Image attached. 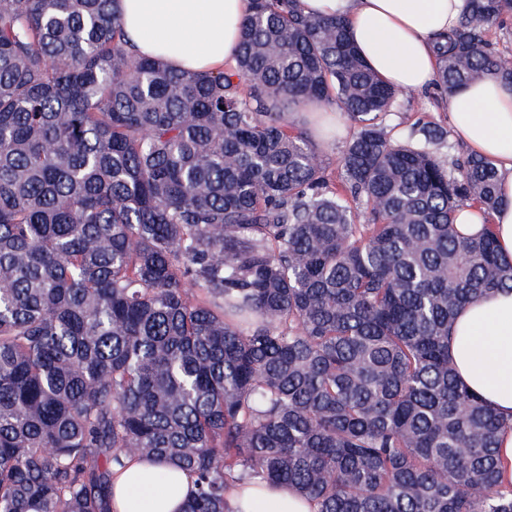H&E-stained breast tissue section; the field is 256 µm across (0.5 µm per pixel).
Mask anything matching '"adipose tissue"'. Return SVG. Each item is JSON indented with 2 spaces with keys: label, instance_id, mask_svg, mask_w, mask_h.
Returning <instances> with one entry per match:
<instances>
[{
  "label": "adipose tissue",
  "instance_id": "1",
  "mask_svg": "<svg viewBox=\"0 0 512 512\" xmlns=\"http://www.w3.org/2000/svg\"><path fill=\"white\" fill-rule=\"evenodd\" d=\"M304 13L347 20L361 56L389 85L431 87L435 35L462 19L465 0H301ZM129 50L164 59L177 70L211 72L233 63L247 0H119ZM451 125L471 153L489 159L500 176L503 205L492 214L463 207L468 235L492 226L500 253L512 259V84L489 75L448 100ZM457 377L507 423L499 435V483L512 486V291L463 306L448 331ZM192 486L176 467L130 457L112 479L113 512H180ZM233 512H314L313 503L284 484H236Z\"/></svg>",
  "mask_w": 512,
  "mask_h": 512
}]
</instances>
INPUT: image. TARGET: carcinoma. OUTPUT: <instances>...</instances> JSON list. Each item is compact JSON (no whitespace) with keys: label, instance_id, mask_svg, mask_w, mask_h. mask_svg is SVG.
<instances>
[{"label":"carcinoma","instance_id":"1","mask_svg":"<svg viewBox=\"0 0 512 512\" xmlns=\"http://www.w3.org/2000/svg\"><path fill=\"white\" fill-rule=\"evenodd\" d=\"M512 0H468L437 46L450 97L512 62ZM345 20L248 0L235 64L127 48L117 0H0V512H112L139 454L286 483L316 512H512L500 417L456 379L458 309L512 290L493 162L393 141ZM353 124L332 176L288 116ZM364 204L365 222L352 203Z\"/></svg>","mask_w":512,"mask_h":512}]
</instances>
